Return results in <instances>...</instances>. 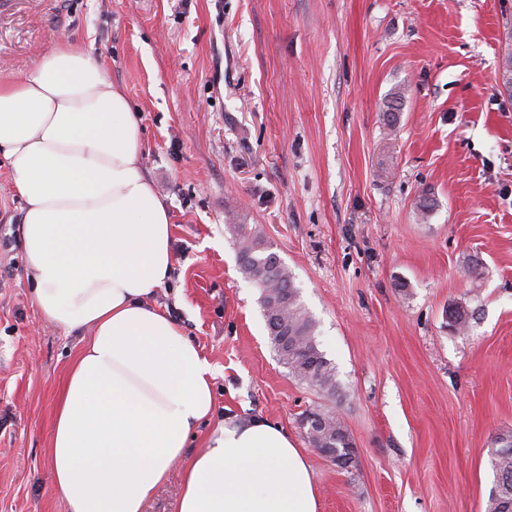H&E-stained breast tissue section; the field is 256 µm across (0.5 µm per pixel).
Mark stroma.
<instances>
[{
  "label": "stroma",
  "mask_w": 512,
  "mask_h": 512,
  "mask_svg": "<svg viewBox=\"0 0 512 512\" xmlns=\"http://www.w3.org/2000/svg\"><path fill=\"white\" fill-rule=\"evenodd\" d=\"M511 32L512 0H0V70L65 38L124 90L171 218L152 300L215 367L214 421L286 428L321 512H486L512 434ZM21 222L0 159V512H65L46 448L80 343L35 307ZM233 223L292 273L342 399L279 361ZM313 408L348 469L310 447ZM315 411L313 414L320 417V421L314 424L310 420L314 419L313 415H308L305 424L309 420L308 424L304 427L307 428V437L314 448H333L330 450H318V452L329 459L331 462L336 464L340 462L338 457V451L336 448H340V454H342L341 448H348V451L352 456V440L349 433L341 422V420L335 415L334 412L329 410H322L319 408L311 410Z\"/></svg>",
  "instance_id": "obj_1"
}]
</instances>
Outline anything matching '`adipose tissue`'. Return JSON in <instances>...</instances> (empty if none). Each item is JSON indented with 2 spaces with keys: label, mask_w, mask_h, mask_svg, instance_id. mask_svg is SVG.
I'll list each match as a JSON object with an SVG mask.
<instances>
[{
  "label": "adipose tissue",
  "mask_w": 512,
  "mask_h": 512,
  "mask_svg": "<svg viewBox=\"0 0 512 512\" xmlns=\"http://www.w3.org/2000/svg\"><path fill=\"white\" fill-rule=\"evenodd\" d=\"M140 121L104 65L60 40L26 75L0 73V157L41 317L80 334L46 449L67 512H144L183 463L176 512H321L287 429L225 413L203 448L215 371L148 302L171 276L169 213L142 167Z\"/></svg>",
  "instance_id": "obj_1"
}]
</instances>
